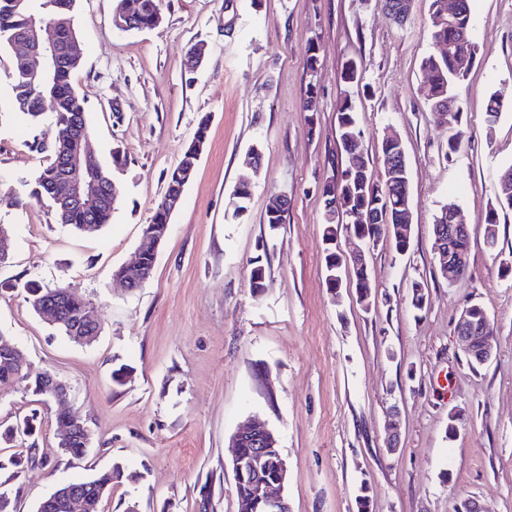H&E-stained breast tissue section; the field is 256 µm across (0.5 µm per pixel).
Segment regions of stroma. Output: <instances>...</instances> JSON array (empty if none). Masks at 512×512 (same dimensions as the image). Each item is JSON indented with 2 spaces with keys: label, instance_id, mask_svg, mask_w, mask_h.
<instances>
[{
  "label": "stroma",
  "instance_id": "obj_1",
  "mask_svg": "<svg viewBox=\"0 0 512 512\" xmlns=\"http://www.w3.org/2000/svg\"><path fill=\"white\" fill-rule=\"evenodd\" d=\"M161 25L122 32L112 0H77L86 99L98 162L116 170L121 200L92 234L59 223L31 197L55 137L51 115L31 123L10 89L13 48L0 49V191L27 205H0L13 241L0 265V333L11 336L31 374L68 383V405L91 430L88 455L63 454L57 403L0 390V425L29 413L40 421L36 461L18 480L16 512H36L57 487L120 463L136 481L115 484L98 512H237L229 440L247 419L278 437L288 465L291 512H454L478 499L512 512V211L499 215L497 244L485 219L501 171L512 165V99L495 124L490 95L512 89V0H470L476 58L456 90L462 146L447 155L449 127L423 96L421 60L430 50L427 0L393 21L382 0H160ZM319 47L315 115L303 108L309 41ZM206 47L196 73L188 49ZM360 79L341 80L347 59ZM351 96L362 146L381 169V143L395 130L406 152L412 241L367 253L369 306L352 280L327 287L322 184L344 154L337 107ZM206 147L171 217L151 279L129 289L112 277L130 263L144 224L201 117ZM260 145L247 212L232 217L230 194ZM288 198L284 224H264L272 195ZM457 205L470 229L467 276L451 284L434 259L433 217ZM265 269L260 293L249 287ZM425 284L427 309L410 305ZM72 287L101 320L80 345L33 311L23 290ZM482 305L495 342L492 360L470 364L456 324ZM123 369L124 384L112 372ZM398 409L400 445L386 449L385 420Z\"/></svg>",
  "mask_w": 512,
  "mask_h": 512
}]
</instances>
